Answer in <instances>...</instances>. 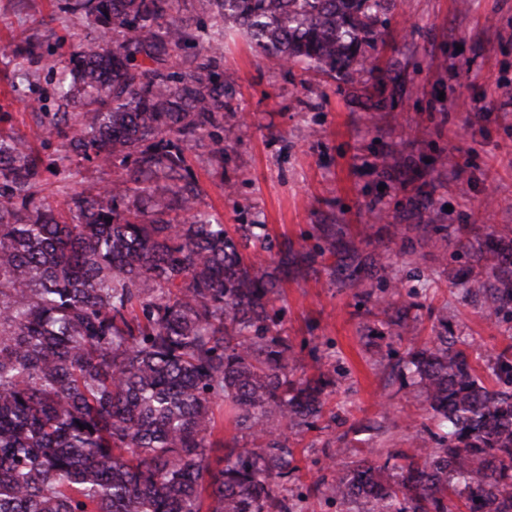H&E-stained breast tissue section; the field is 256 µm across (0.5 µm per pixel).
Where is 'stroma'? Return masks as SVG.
I'll use <instances>...</instances> for the list:
<instances>
[{
  "label": "stroma",
  "instance_id": "1",
  "mask_svg": "<svg viewBox=\"0 0 512 512\" xmlns=\"http://www.w3.org/2000/svg\"><path fill=\"white\" fill-rule=\"evenodd\" d=\"M64 3L0 0V128L47 159L60 142L34 115L59 109L57 39L97 34ZM377 30L371 69L340 81L279 66L226 33L210 50L233 81L224 159L207 140L187 152L201 209L228 228L264 224L297 245L338 231L358 248L347 277L329 252L290 262L276 304L297 371L335 376L314 428L286 433L304 472L285 486L294 512H347L312 484L366 455L381 464L411 452L433 426L395 368L409 340L373 315L377 297L408 307L420 337L447 321L486 381L512 339V312L491 324L482 292L456 286L499 265L489 237L512 239V112L490 105L497 84L512 85V0H389ZM24 38L36 62L14 54ZM19 70L25 79H14Z\"/></svg>",
  "mask_w": 512,
  "mask_h": 512
}]
</instances>
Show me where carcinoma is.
I'll return each mask as SVG.
<instances>
[{"mask_svg":"<svg viewBox=\"0 0 512 512\" xmlns=\"http://www.w3.org/2000/svg\"><path fill=\"white\" fill-rule=\"evenodd\" d=\"M200 2L209 42L236 30L280 65L343 79L387 0ZM180 3L67 0L97 36L61 54L64 111L40 115L57 158L0 133V512H291L282 429L322 417L334 380L290 372L272 315L293 243L261 272L247 250L272 251L267 225L231 231L199 208L186 151L209 136L223 160L231 82L201 52L166 67L192 39ZM78 159L121 173L78 190ZM508 250L491 322L512 308ZM401 361L439 432L382 465L359 459L322 493L363 512H512V343L490 367L497 390L443 323ZM226 411L252 447L214 468Z\"/></svg>","mask_w":512,"mask_h":512,"instance_id":"carcinoma-1","label":"carcinoma"}]
</instances>
